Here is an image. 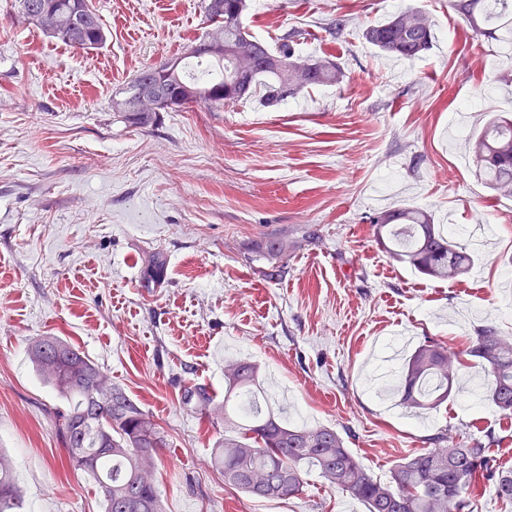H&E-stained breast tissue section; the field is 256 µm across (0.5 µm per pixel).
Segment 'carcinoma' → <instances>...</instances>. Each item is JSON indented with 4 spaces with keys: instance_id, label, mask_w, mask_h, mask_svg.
Masks as SVG:
<instances>
[{
    "instance_id": "1",
    "label": "carcinoma",
    "mask_w": 512,
    "mask_h": 512,
    "mask_svg": "<svg viewBox=\"0 0 512 512\" xmlns=\"http://www.w3.org/2000/svg\"><path fill=\"white\" fill-rule=\"evenodd\" d=\"M471 31L490 39L512 38V0H454ZM19 12L33 26L62 44L95 49L105 40L90 0H18ZM246 0H204L209 31L189 46L202 68L186 71L175 57L138 72L112 96V111L152 122L158 101L174 102V112L194 104L233 106L259 97L274 106L304 89L342 83L344 74L328 58L295 53L288 37L274 50L243 23ZM364 39L379 51L410 61L430 50L433 27L427 14L407 7L368 26ZM469 149L489 189L512 195V115L489 113ZM378 240L392 259L428 278L446 280L469 272L474 256L431 214L402 207L372 218ZM477 359L491 378L487 399L512 415V339L492 326L475 332L462 351L428 340L401 367L400 404L434 409L453 391L464 357ZM43 385L60 400L55 424L68 463L93 476L104 512H163L154 471L166 439L159 424L84 352L59 336H41L28 349ZM259 369L248 361L224 367V404L207 389L192 385L183 403L217 415L224 441L213 451L214 466L229 485L251 498L282 499L298 493L303 475L315 471L330 487L347 492L367 512H466L478 479L493 482L499 497L512 500V469L496 466L479 440L454 441L445 434L434 447L397 462L390 479H374L329 427L292 424L262 406L256 391ZM22 498L12 461L0 453V512H21Z\"/></svg>"
}]
</instances>
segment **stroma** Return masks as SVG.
Listing matches in <instances>:
<instances>
[{
  "label": "stroma",
  "mask_w": 512,
  "mask_h": 512,
  "mask_svg": "<svg viewBox=\"0 0 512 512\" xmlns=\"http://www.w3.org/2000/svg\"><path fill=\"white\" fill-rule=\"evenodd\" d=\"M93 4L107 38L79 50L0 0V452L25 512H103L28 360L41 336L79 347L161 426L164 512H365L314 473L298 494L257 499L211 468L224 428L182 393L200 384L223 398L224 366L240 359L257 364L272 406L336 429L377 479L443 431L492 436L497 465L512 469V416L486 399L477 362L418 417L382 393L425 340L459 350L485 325L512 336V197L485 185L467 143L485 110L512 113V84L498 80L512 56L475 39L449 0H249L254 36L296 32V53L335 60L343 82L141 126L112 94L206 33L202 0ZM410 6L433 23L428 53L398 60L364 40ZM403 206L462 228L469 274L431 280L392 261L369 219ZM276 238L287 252L263 254ZM156 255L164 271L151 282Z\"/></svg>",
  "instance_id": "stroma-1"
}]
</instances>
